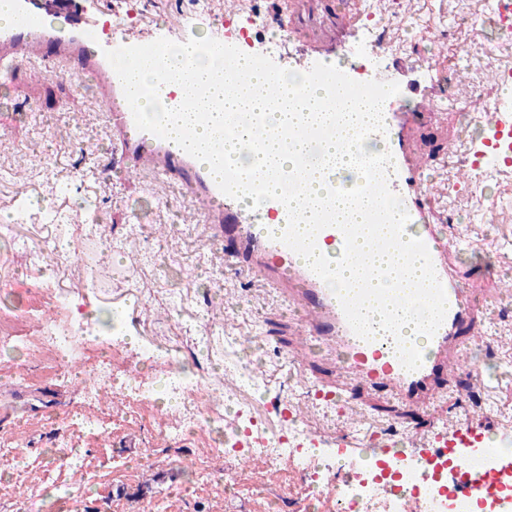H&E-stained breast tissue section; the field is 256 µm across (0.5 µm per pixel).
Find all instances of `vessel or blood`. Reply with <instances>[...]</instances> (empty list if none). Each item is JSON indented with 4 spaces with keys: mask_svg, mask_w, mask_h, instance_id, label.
<instances>
[{
    "mask_svg": "<svg viewBox=\"0 0 512 512\" xmlns=\"http://www.w3.org/2000/svg\"><path fill=\"white\" fill-rule=\"evenodd\" d=\"M120 11L116 0H93L88 6L82 0H16L12 26L0 31V74L32 66L48 74L62 63L94 76L110 116L114 154L122 166L130 173L150 167L162 179L178 180L190 201L204 203L212 235L228 244L226 259L242 262L248 275L269 276L272 288L301 310L309 337L340 350V366L346 375L343 390L348 395L382 387L416 408L446 389L451 365L459 363L466 351L460 329L471 320V305L466 289L450 273L447 241L435 226L425 222L427 193L417 190L406 200L409 222L405 233L426 245L445 290L447 312L434 335L420 346L421 366L409 371L400 361L392 335L380 332L365 340L352 331L336 294L301 256L280 241L284 224H264L265 213L282 210L280 201L269 200L259 208L243 205L223 194L210 169L199 165L176 143L137 128L122 83L105 53L147 44L151 38L146 28L125 26ZM323 17L328 27L321 30L315 51L326 57L336 50V34L331 30L336 23L335 9L324 6ZM397 119V113H383L378 123L367 126V136L394 152ZM473 141L474 157L489 160L496 168L512 166L511 98L506 99L503 111L477 130ZM419 176L413 162L398 156L385 170L386 183L396 194L416 183ZM316 245L320 252L335 258L343 249L344 236L338 228L327 227L317 234ZM417 429L416 423L403 422L404 433L418 435L414 447L406 451L391 443L383 448L382 458L422 483L432 479L437 460L452 458L460 500L499 483L504 465H512V455L488 446L469 425L442 426L427 435L418 434Z\"/></svg>",
    "mask_w": 512,
    "mask_h": 512,
    "instance_id": "b4317fda",
    "label": "vessel or blood"
}]
</instances>
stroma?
Wrapping results in <instances>:
<instances>
[{
    "mask_svg": "<svg viewBox=\"0 0 512 512\" xmlns=\"http://www.w3.org/2000/svg\"><path fill=\"white\" fill-rule=\"evenodd\" d=\"M356 13L333 56L355 72L369 64L361 45L368 14L391 19L378 60L407 101L413 120L400 137L422 165L432 195L428 220L443 225L460 283L476 299L474 321L488 344L468 352L448 389L420 413L384 390L355 403L316 399L319 380L340 381L309 346L312 369L290 367L299 343L298 313L272 288L245 279L224 258V244L184 198L182 188L151 173L126 174L112 156V131L92 78L60 70L43 79L18 73L0 84V495L11 512H326L322 499L300 500L305 471L261 455L211 459V478L196 460L222 442L221 429L170 425L183 406L220 410L237 423L247 408L268 437L283 433L281 411L305 406L299 428L321 435L318 451L331 473L352 469L336 434L358 447L400 438L399 418L423 430L467 423L512 448V170L467 175L473 125L467 113L505 95L491 77L512 55H486L480 43L500 40L501 19L484 0H335ZM253 11L224 10L210 0H127L125 23L186 20L198 36L231 39L251 30ZM485 16L480 30L462 23ZM81 326L79 348L51 346L48 328ZM204 373L208 392L171 399L165 389L133 404L114 384L164 382L167 370ZM110 379H101V371ZM96 398H89V391ZM77 459L63 471L58 458Z\"/></svg>",
    "mask_w": 512,
    "mask_h": 512,
    "instance_id": "obj_1",
    "label": "stroma"
}]
</instances>
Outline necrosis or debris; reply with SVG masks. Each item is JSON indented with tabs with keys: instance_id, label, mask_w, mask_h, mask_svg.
<instances>
[{
	"instance_id": "obj_1",
	"label": "necrosis or debris",
	"mask_w": 512,
	"mask_h": 512,
	"mask_svg": "<svg viewBox=\"0 0 512 512\" xmlns=\"http://www.w3.org/2000/svg\"><path fill=\"white\" fill-rule=\"evenodd\" d=\"M268 443L262 422L244 411L239 415L236 431L227 436L224 448L209 449L198 466L207 469L209 459L223 456L228 448L251 454ZM324 472L322 464H314L303 484V492L317 498L324 491H331L341 512H407L409 504L419 501L430 503L433 512H512V476L500 486L483 490L463 507L456 499L450 464L446 461L436 464L433 482L427 488L377 457L366 461L359 471L343 481L324 479Z\"/></svg>"
}]
</instances>
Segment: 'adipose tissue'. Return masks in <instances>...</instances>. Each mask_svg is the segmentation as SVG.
I'll use <instances>...</instances> for the list:
<instances>
[{"label":"adipose tissue","instance_id":"1","mask_svg":"<svg viewBox=\"0 0 512 512\" xmlns=\"http://www.w3.org/2000/svg\"><path fill=\"white\" fill-rule=\"evenodd\" d=\"M170 62L178 69H188L197 76L210 78L215 71H223L224 84L234 90L224 98L228 112L248 110L264 113L275 133L264 148L262 156L246 150L226 153V160L236 165L244 175H251L259 159L280 165L285 170L296 168L307 151V146L287 138V130L299 124H319L325 109L340 113L344 119L336 135L325 147V164L311 191L318 203L335 206L336 220L343 223L361 218L375 208L373 199L365 196L362 186L366 176L363 165L367 156L381 152L379 144L367 139L362 130L367 120L376 118L383 109L382 102L349 95L338 82H317L297 71H257L254 81L275 91L273 102L254 99L249 90L237 85L234 74L224 72V64L190 45H176L169 50Z\"/></svg>","mask_w":512,"mask_h":512}]
</instances>
